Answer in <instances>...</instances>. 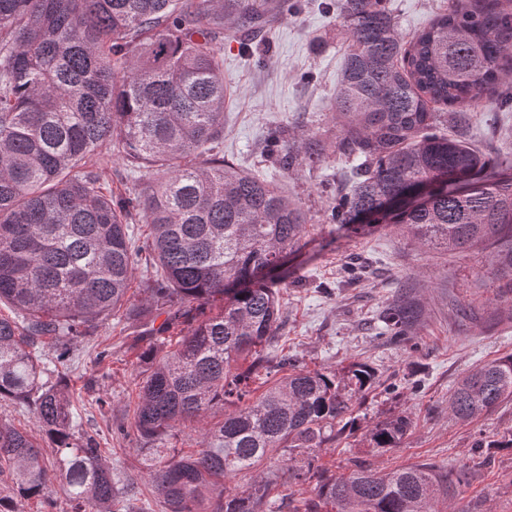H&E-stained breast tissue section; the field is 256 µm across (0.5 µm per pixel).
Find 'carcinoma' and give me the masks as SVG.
<instances>
[{
    "label": "carcinoma",
    "instance_id": "carcinoma-1",
    "mask_svg": "<svg viewBox=\"0 0 512 512\" xmlns=\"http://www.w3.org/2000/svg\"><path fill=\"white\" fill-rule=\"evenodd\" d=\"M347 48L333 111L338 149L361 159L330 220L350 230L397 224L428 248L466 249L512 239V173L495 169L438 111L459 124L494 104L512 110V0H449L423 29L403 34L384 0H338ZM297 0H0V401L30 409L53 462L31 435L0 416V477L14 497L53 512H148L142 491L112 467L58 365L129 300L139 263L148 341L133 427L159 512H262L273 482L260 466L288 455L297 482L315 480L304 512H439L467 479L430 463L382 473L318 470L317 452L353 426L354 406L377 371L351 362L307 369L262 352L279 329L269 274L302 247L309 219L281 187L224 159V40L249 47ZM153 176L147 191L107 189L98 148ZM265 154L285 169L319 162L310 138L274 132ZM455 180L421 207L383 209L420 183ZM363 214L373 222L358 223ZM150 233L135 235L137 223ZM166 318L160 325L155 320ZM418 317L397 301L385 332L404 336ZM55 340L52 350L43 339ZM251 360L245 370L241 361ZM275 376L261 393L259 370ZM512 401V355L477 365L448 398L472 420ZM218 410L222 419L208 421ZM201 425L194 449L174 439ZM412 427L379 419L365 441L397 448ZM251 475L246 490L226 483Z\"/></svg>",
    "mask_w": 512,
    "mask_h": 512
}]
</instances>
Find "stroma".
<instances>
[{
	"instance_id": "obj_1",
	"label": "stroma",
	"mask_w": 512,
	"mask_h": 512,
	"mask_svg": "<svg viewBox=\"0 0 512 512\" xmlns=\"http://www.w3.org/2000/svg\"><path fill=\"white\" fill-rule=\"evenodd\" d=\"M323 0H302L300 11L280 18L266 43L243 55L224 46V156L273 181L298 199L312 218L305 246L288 258L279 285L281 324L264 356L294 357L300 366L333 370L351 362L375 368L380 384L357 408L358 429L327 444L319 462L328 474H349L363 462L381 472L430 463L440 471L471 465L478 442L512 431V402L469 422L448 413V396L468 369L512 354V302L502 296L499 247L483 242L464 250L421 246L390 225L349 234L327 223L335 190L352 166L336 149L341 123L332 110L346 37L336 11ZM448 0H386L399 28H423ZM449 133H462L501 171L512 170V112L480 113L467 131L453 114L440 116ZM288 127L319 139V166L279 168L263 150L268 133ZM363 272L350 278L347 267ZM419 310L408 336H382L381 317L399 294ZM138 321L101 322L60 373L81 408L83 430L97 434L112 464L140 479L137 455L117 426L132 428L142 346L133 342ZM105 359H98V352ZM393 413L408 414L412 430L400 447L372 451L369 426ZM489 465L471 473L439 512H512V448H495ZM287 457L268 463L277 486L265 512H300L304 486L288 482Z\"/></svg>"
}]
</instances>
